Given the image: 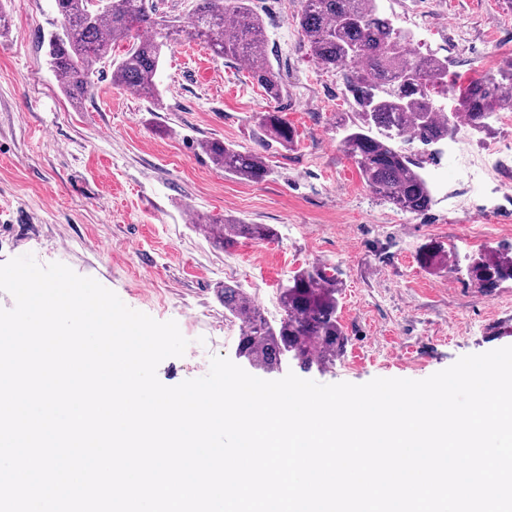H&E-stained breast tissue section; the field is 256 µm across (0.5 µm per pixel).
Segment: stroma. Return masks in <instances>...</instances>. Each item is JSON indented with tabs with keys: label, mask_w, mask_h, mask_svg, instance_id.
Masks as SVG:
<instances>
[{
	"label": "stroma",
	"mask_w": 512,
	"mask_h": 512,
	"mask_svg": "<svg viewBox=\"0 0 512 512\" xmlns=\"http://www.w3.org/2000/svg\"><path fill=\"white\" fill-rule=\"evenodd\" d=\"M417 0H380L424 54L448 60L467 83L487 73L485 45L512 58V10L504 0H428L430 29L410 16ZM266 23L268 55L285 93L270 101L247 65L215 57L185 39L166 49L159 102L93 76L82 107L60 90L41 44L60 30L52 0H0L10 17L0 35V264L25 254L96 279L130 308L176 321L189 345L164 359L159 381L175 386L205 376L215 356L234 358L236 320L221 290L238 285L279 318L278 296L315 266L334 275L347 343L321 369L289 371L322 384L374 378L422 380L460 357L512 346V280L484 295L471 281L474 259L512 256V154L473 188L459 161L427 163L432 207L405 213L365 186L345 155L339 122L354 118L343 84L309 59L295 21L299 0H253ZM294 127L287 149L265 138L260 112ZM206 140L261 152L270 168L252 183L215 167ZM237 217L270 224L273 239L209 240L196 219ZM493 221L494 239L474 245L472 225Z\"/></svg>",
	"instance_id": "1"
}]
</instances>
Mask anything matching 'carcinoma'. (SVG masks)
Instances as JSON below:
<instances>
[{"label":"carcinoma","instance_id":"carcinoma-1","mask_svg":"<svg viewBox=\"0 0 512 512\" xmlns=\"http://www.w3.org/2000/svg\"><path fill=\"white\" fill-rule=\"evenodd\" d=\"M62 32L50 35L47 55L60 87L75 104L92 88L97 66L111 62L112 85L151 96L165 48L184 35L202 40L224 60H242L267 99L284 94L281 74L266 54L263 17L250 0H192L190 29L182 31L157 13L146 0H54ZM309 56L322 69L341 77L352 97L356 120L344 126L341 146L358 168L366 187L399 210L421 213L431 207L433 192L422 173V158L407 152L408 135L424 146L448 141L456 130L448 113L439 111L435 97L445 91L454 111L466 116L474 132H486L497 112H512V59L466 85L448 83V58L415 53L413 36L395 28L380 11L379 0H301L296 16ZM123 45L121 57L112 49ZM265 136L285 148L297 141L294 128L279 113L258 116ZM211 162L225 172L259 183L270 173L265 157L240 151L219 140L201 144ZM205 228L220 241L235 237L268 240L267 224L226 219ZM470 277L491 294L512 280V257L490 256L475 264ZM336 284L316 266L295 275L280 289L283 310L277 321L265 318L242 288L224 285V313L241 321L237 354L257 372L272 373L290 357L303 368L334 360L345 343L339 322Z\"/></svg>","mask_w":512,"mask_h":512}]
</instances>
